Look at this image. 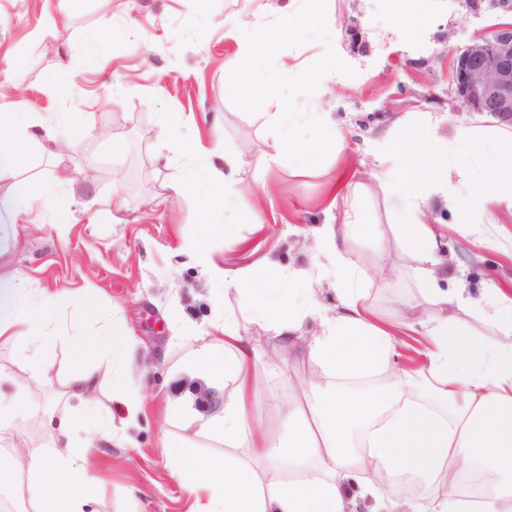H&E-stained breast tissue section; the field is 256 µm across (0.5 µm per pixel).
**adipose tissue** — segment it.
Returning <instances> with one entry per match:
<instances>
[{"label": "adipose tissue", "mask_w": 512, "mask_h": 512, "mask_svg": "<svg viewBox=\"0 0 512 512\" xmlns=\"http://www.w3.org/2000/svg\"><path fill=\"white\" fill-rule=\"evenodd\" d=\"M388 156L374 177L390 203L399 240L419 274L418 295L427 313L415 320H382L367 303L365 270L348 249L362 230L355 200L345 199L340 177L329 181L345 200L342 223L324 224L316 233L336 278L340 300L334 314L322 312L313 288H302L293 271L270 285L265 267L252 264L223 271L224 287L247 296L254 321L282 342L320 364L306 392L304 411L321 433L312 439L298 424L300 410L289 407L287 438H272L248 419L258 342L244 337L233 315L224 317L223 355L200 351L198 368L224 383V410L211 421L225 446L250 449L265 472L217 457L198 461L186 448L173 447L172 474L201 502L204 512H346L347 501L361 493L383 512H512V296L492 284L480 297L448 287L442 233L426 221L431 197L443 199L457 223H473L494 204L512 212V128L462 123L445 143L455 160L433 159L436 134L420 125L415 113L382 131ZM52 155L61 146L51 128L22 112L0 113V175L20 166L27 144ZM209 158L223 161L213 171L215 189L200 196L196 170L183 171L173 184L176 196L191 197L200 212L228 203L240 191L239 164L229 144L216 142ZM15 277L0 274V339L28 348L39 341L51 347L64 318L53 299L35 307L20 304ZM319 318L321 332L302 342L305 319ZM499 329L509 340L496 345L477 337V325ZM417 336L415 356L404 353L406 339ZM72 353L84 361L60 382L61 395L86 408L98 384L88 360L101 348L83 335L69 336ZM111 350L127 368L115 378L114 399L137 415L149 388L147 374H130L137 343L123 330L111 335ZM54 453H31L24 470L0 460V482L14 483L30 512H92L100 488L77 477L69 452L87 453L111 443L112 427L95 418L78 423L73 411L51 413L44 421ZM304 471L301 480L267 482L283 468ZM481 468L494 478L490 493L474 498L462 492L458 476ZM421 485L412 494L409 484Z\"/></svg>", "instance_id": "ef3b65f1"}]
</instances>
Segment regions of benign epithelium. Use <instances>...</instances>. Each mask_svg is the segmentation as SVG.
Wrapping results in <instances>:
<instances>
[{
	"label": "benign epithelium",
	"mask_w": 512,
	"mask_h": 512,
	"mask_svg": "<svg viewBox=\"0 0 512 512\" xmlns=\"http://www.w3.org/2000/svg\"><path fill=\"white\" fill-rule=\"evenodd\" d=\"M450 77L463 107L512 125V24H498L456 50Z\"/></svg>",
	"instance_id": "benign-epithelium-1"
}]
</instances>
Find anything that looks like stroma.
<instances>
[{"label":"stroma","instance_id":"1","mask_svg":"<svg viewBox=\"0 0 512 512\" xmlns=\"http://www.w3.org/2000/svg\"><path fill=\"white\" fill-rule=\"evenodd\" d=\"M287 2L82 0L78 11L64 15L58 0H0V110L29 113L64 144L58 157L28 145L22 166L0 176V195L21 181L66 180L58 195L15 218V237L0 241V272L16 275L31 306L50 297L65 308L86 282L97 287L92 314L59 327L40 385L28 378L30 352L0 342V370L13 376L27 399L24 418L0 438V452L21 467L31 453L48 451L42 419L63 408L58 381L77 365L65 340L71 330L102 342L114 329L129 332L155 386L136 423L124 426L112 400V377L124 367L105 356L97 362L100 383L91 399L98 416L111 417L114 439L97 455L73 458L75 473L103 490L96 512H194V497L170 474L159 443L164 434L192 448L198 460L226 455L263 469L249 449L225 448L201 429L212 413L204 397L215 383L197 369L195 358L223 311L236 314L242 335L262 340L250 409L268 429L287 434L280 411L300 401L298 383L318 369L254 323L247 300L225 292L209 271L269 256L275 268L313 277L323 310L338 304L335 285L318 274L312 229L341 223L343 204L334 202L318 169L302 171L284 158L279 137L269 130L274 102L249 115L224 95L233 62L246 46L230 30L270 23ZM426 6L432 25L409 37L393 25L386 0H327L333 47L356 74H327L315 94L297 100L304 111L325 113L346 135L347 149L325 163L344 176L361 210L364 227L348 249L371 278L370 304L391 321L419 316L420 310L407 254L397 240L385 244L379 236L393 221L371 175L375 158L386 151L379 133L409 112L428 113L443 139L458 123L471 121L472 113L455 100L450 58L505 14L498 0H426ZM101 25L103 44L90 66L85 36ZM70 112L79 113L87 136L71 137L65 125ZM206 113L216 115V124L203 123ZM116 138L122 151L112 149ZM216 139L236 152L241 191L229 211L238 218L234 232L212 235L205 267L179 249L200 236L203 223H223L226 211L200 215L195 201L174 196L169 185L185 169L203 172L208 166L206 155L184 154L182 144ZM116 192L127 204L117 220L107 204ZM91 193L98 202L84 208ZM72 211L77 222L58 232L57 214ZM256 213L263 220L259 230L249 222ZM429 218L446 225L448 274L463 279L472 296L491 281L512 278V241L497 232L501 226L512 231V213L492 207L481 223L458 226L436 197ZM381 252L386 259L380 264ZM133 487L140 490L135 499L128 494Z\"/></svg>","mask_w":512,"mask_h":512}]
</instances>
